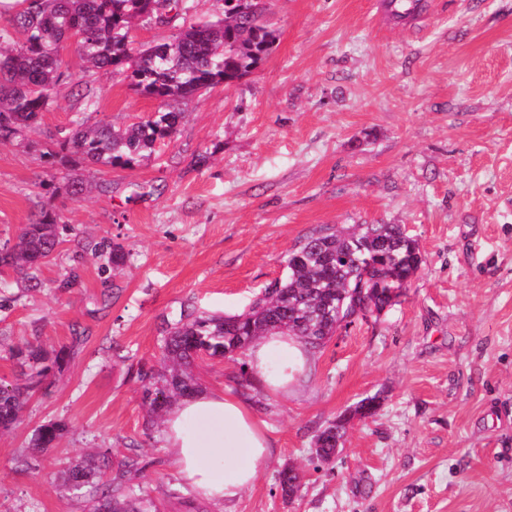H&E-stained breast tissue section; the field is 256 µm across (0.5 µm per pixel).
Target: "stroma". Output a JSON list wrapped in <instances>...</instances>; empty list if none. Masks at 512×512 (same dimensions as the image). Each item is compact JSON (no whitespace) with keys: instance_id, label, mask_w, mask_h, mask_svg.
<instances>
[{"instance_id":"35a3bbf8","label":"stroma","mask_w":512,"mask_h":512,"mask_svg":"<svg viewBox=\"0 0 512 512\" xmlns=\"http://www.w3.org/2000/svg\"><path fill=\"white\" fill-rule=\"evenodd\" d=\"M421 2L400 20L388 0H267L269 55L187 101L174 140L129 168L49 157L76 114L123 128L158 107L64 56L61 108L0 141V243L42 210L70 227L38 290L0 268V381L25 382L12 345L73 349L0 431V512H86L62 469L92 452L109 479L138 457L131 481L159 512H512V0ZM342 224L405 226L424 261L396 305L316 350L288 397L239 362L194 363L198 389L246 398L275 443L237 502H201L163 450L140 370L164 371L162 336L184 309L241 313L290 249ZM101 239L123 246V267L101 271L85 249ZM371 396L376 414L314 470L317 431ZM49 422L65 428L33 450ZM287 465L302 476L290 501L276 489Z\"/></svg>"}]
</instances>
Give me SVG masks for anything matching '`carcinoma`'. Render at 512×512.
Returning a JSON list of instances; mask_svg holds the SVG:
<instances>
[{
  "label": "carcinoma",
  "instance_id": "carcinoma-1",
  "mask_svg": "<svg viewBox=\"0 0 512 512\" xmlns=\"http://www.w3.org/2000/svg\"><path fill=\"white\" fill-rule=\"evenodd\" d=\"M183 0H24L21 10L0 27V139H11L40 124L42 115L60 106L61 52L73 41L89 71L120 75L144 95L159 101L145 120L116 130L110 124H86L75 117L73 128L53 138L66 163L94 164L112 169L129 167L157 144L170 142L182 118L181 105L219 85L231 86L267 55L274 43L263 22L259 0H224V12L208 19L184 20L171 39L143 50L132 47L134 21H149L181 10ZM398 18L419 8V0H389ZM70 231L54 212L43 210L32 224L20 228L18 249L0 265L15 271L26 289L38 286L36 272L48 262ZM88 250L107 256L114 266L127 254L108 240L91 242ZM422 264L418 242L399 224H358L353 228L320 230L288 254L287 274L257 295L237 315L184 313L164 337L165 356L172 364L161 383L141 374L143 398L158 413L177 396L192 393V365L200 355L225 357L273 331H286L313 349L322 347L345 322L362 309L370 316L396 304L392 287L409 286ZM70 355L62 348L48 355L34 343L11 350V358L28 369L26 390L41 387L53 369ZM24 393L0 384V429L18 419ZM365 401L321 428L315 435L317 467L333 463L346 425L364 413ZM61 428L40 426L37 448L51 446ZM68 488L88 501V512H158L149 492L140 486L101 481L99 461L90 456L63 471ZM282 497L295 496L301 475L292 466L276 476Z\"/></svg>",
  "mask_w": 512,
  "mask_h": 512
}]
</instances>
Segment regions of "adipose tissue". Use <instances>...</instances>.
I'll list each match as a JSON object with an SVG mask.
<instances>
[{
  "mask_svg": "<svg viewBox=\"0 0 512 512\" xmlns=\"http://www.w3.org/2000/svg\"><path fill=\"white\" fill-rule=\"evenodd\" d=\"M313 353L296 337L275 332L249 349L254 381L266 391L287 394ZM165 450L201 499L232 503L256 480L271 453L266 425L243 397L209 389L182 398L164 420Z\"/></svg>",
  "mask_w": 512,
  "mask_h": 512,
  "instance_id": "obj_1",
  "label": "adipose tissue"
}]
</instances>
